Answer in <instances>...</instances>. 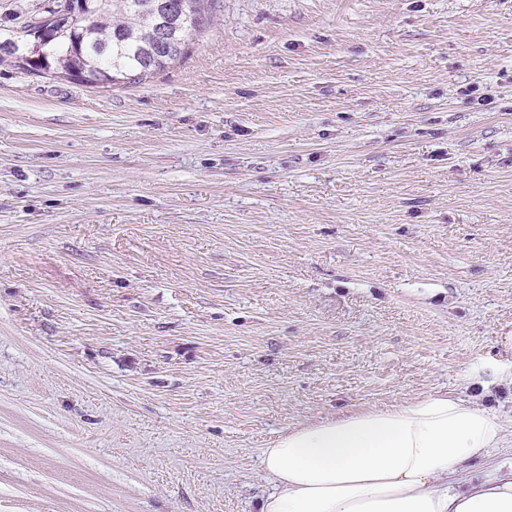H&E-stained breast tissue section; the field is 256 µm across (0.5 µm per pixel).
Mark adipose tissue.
Returning <instances> with one entry per match:
<instances>
[{"mask_svg": "<svg viewBox=\"0 0 512 512\" xmlns=\"http://www.w3.org/2000/svg\"><path fill=\"white\" fill-rule=\"evenodd\" d=\"M512 448L493 409L448 393L309 422L262 453L258 512H512V463L475 482L473 463Z\"/></svg>", "mask_w": 512, "mask_h": 512, "instance_id": "1", "label": "adipose tissue"}]
</instances>
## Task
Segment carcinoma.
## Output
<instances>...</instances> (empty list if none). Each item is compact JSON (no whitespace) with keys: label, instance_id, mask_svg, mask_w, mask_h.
I'll use <instances>...</instances> for the list:
<instances>
[{"label":"carcinoma","instance_id":"carcinoma-1","mask_svg":"<svg viewBox=\"0 0 512 512\" xmlns=\"http://www.w3.org/2000/svg\"><path fill=\"white\" fill-rule=\"evenodd\" d=\"M215 0H98L88 17L42 46L53 65L79 64L133 84L184 55L186 38L211 21Z\"/></svg>","mask_w":512,"mask_h":512}]
</instances>
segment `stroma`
I'll list each match as a JSON object with an SVG mask.
<instances>
[{
    "mask_svg": "<svg viewBox=\"0 0 512 512\" xmlns=\"http://www.w3.org/2000/svg\"><path fill=\"white\" fill-rule=\"evenodd\" d=\"M503 331L512 0H217L139 83L0 65V512H257L288 427L512 421Z\"/></svg>",
    "mask_w": 512,
    "mask_h": 512,
    "instance_id": "1",
    "label": "stroma"
}]
</instances>
